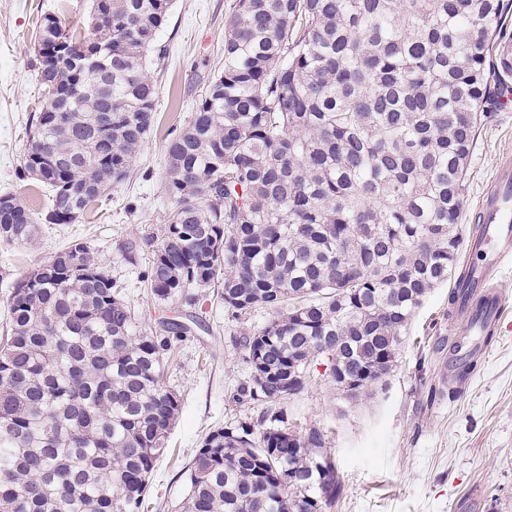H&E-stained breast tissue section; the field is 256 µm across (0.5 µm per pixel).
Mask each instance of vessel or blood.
Segmentation results:
<instances>
[{
  "mask_svg": "<svg viewBox=\"0 0 512 512\" xmlns=\"http://www.w3.org/2000/svg\"><path fill=\"white\" fill-rule=\"evenodd\" d=\"M474 221L477 229L468 250L483 254L484 259L469 266L475 298L459 310V349L455 354L459 363L481 354L485 330L498 323L505 310L502 285L496 277L512 269V161L506 159L499 164L493 182L475 208Z\"/></svg>",
  "mask_w": 512,
  "mask_h": 512,
  "instance_id": "b4317fda",
  "label": "vessel or blood"
}]
</instances>
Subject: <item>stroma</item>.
I'll return each instance as SVG.
<instances>
[{"label":"stroma","mask_w":512,"mask_h":512,"mask_svg":"<svg viewBox=\"0 0 512 512\" xmlns=\"http://www.w3.org/2000/svg\"><path fill=\"white\" fill-rule=\"evenodd\" d=\"M228 0H173L158 36L165 47L153 78L156 124L128 177L76 224H48L49 193L22 175L27 132L44 96L31 64L43 14L68 30L87 25L89 0H0V195H20L39 218L35 238L0 243V336L6 332L10 285L72 241L96 249L135 306L138 331L167 319L193 320L176 347L177 364L163 381L180 397L169 451L150 477L145 512H173L188 483L185 468L214 428L243 417L231 390L249 375L236 344L241 326H261L266 312L239 324L228 321L211 289H197L195 304L158 303L141 278L149 259H123L130 237L161 241L170 200L165 157L186 124L205 82L224 62ZM512 157V109L495 113L478 132L470 161L461 223L473 231L474 208L495 170ZM448 285L425 298L397 351L393 371L361 400L345 399L330 377L314 374L287 403L289 415L328 429L329 447L345 491L333 512H512V276L505 277L506 311L487 354L464 378L442 379L454 340L448 331Z\"/></svg>","instance_id":"stroma-1"}]
</instances>
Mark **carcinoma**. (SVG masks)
I'll return each mask as SVG.
<instances>
[{"label":"carcinoma","mask_w":512,"mask_h":512,"mask_svg":"<svg viewBox=\"0 0 512 512\" xmlns=\"http://www.w3.org/2000/svg\"><path fill=\"white\" fill-rule=\"evenodd\" d=\"M172 0H91L90 23L41 18L45 98L23 175L73 224L127 178L155 126ZM512 0H230L224 68L169 142L173 203L142 279L160 301L214 288L240 332L257 414L206 435L177 512H332L344 486L325 431L290 426L317 366L349 400L383 380L417 309L459 263L461 209L482 122L512 96L492 59ZM87 58L98 70L81 66ZM36 218L0 207V242ZM146 239L120 246L136 261ZM0 339V512H142L180 399L162 381L189 333L135 312L97 251L74 241L11 283Z\"/></svg>","instance_id":"cac0c4a2"}]
</instances>
